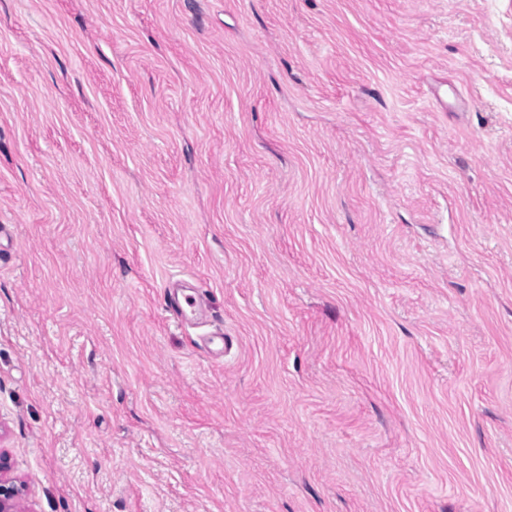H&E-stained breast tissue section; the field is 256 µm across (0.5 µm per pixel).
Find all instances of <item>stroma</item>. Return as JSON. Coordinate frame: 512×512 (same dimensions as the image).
I'll use <instances>...</instances> for the list:
<instances>
[{"mask_svg": "<svg viewBox=\"0 0 512 512\" xmlns=\"http://www.w3.org/2000/svg\"><path fill=\"white\" fill-rule=\"evenodd\" d=\"M0 449L22 512H512V0H0Z\"/></svg>", "mask_w": 512, "mask_h": 512, "instance_id": "stroma-1", "label": "stroma"}]
</instances>
